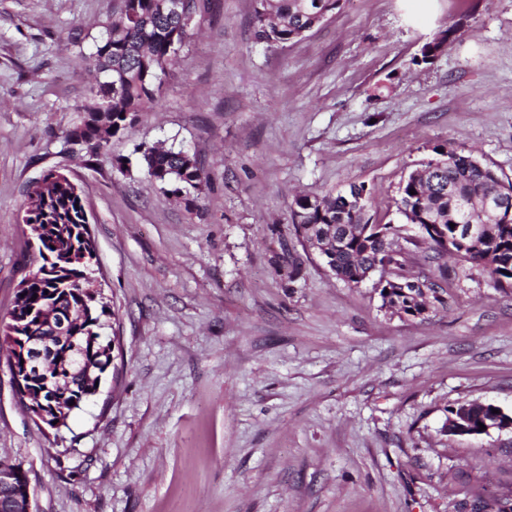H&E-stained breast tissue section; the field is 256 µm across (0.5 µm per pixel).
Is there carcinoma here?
I'll return each instance as SVG.
<instances>
[{
    "label": "carcinoma",
    "instance_id": "carcinoma-1",
    "mask_svg": "<svg viewBox=\"0 0 512 512\" xmlns=\"http://www.w3.org/2000/svg\"><path fill=\"white\" fill-rule=\"evenodd\" d=\"M341 0H258V38L270 45H285L320 25ZM180 20L160 10V0H122L120 10L106 27V36L94 41L92 57L99 80L90 88V103L83 109L81 123L69 135V142L80 145L93 157L110 138L130 131L139 115L151 111L158 102L166 64L174 57L172 39L185 40ZM142 162L149 178L192 210L207 185L195 156L183 150L162 146H141ZM440 163H427L422 172L412 174L400 188L399 210L409 223L419 211L450 226L460 220V201H472L469 221L496 224V215L484 208V200L512 194V181L501 178L489 165L455 147H442ZM45 187L32 181L25 193L24 210L28 223L38 225L51 256L49 270L39 267L29 273L17 288L10 321L38 325L36 310L47 303H58L71 313L69 331L94 336L98 345L111 340L103 336L110 308L99 295L86 292L91 287V267L95 246L85 219L82 192L68 182L63 172L44 173ZM416 194H410V191ZM366 195L363 185L321 198L302 196L296 200L294 216L302 238L319 250L326 265L340 279L357 285L367 272L388 264L403 266L393 248V235L370 234L362 240L351 238L348 249L330 253L336 237L357 224H366L365 206H357ZM462 261L483 266L490 281L502 290L512 288V228H498L487 248L467 253ZM448 269L437 266L422 281L429 284L433 305L447 304ZM403 304L426 310L428 299L419 290L396 294ZM84 355L72 359L73 397L77 403L91 397L94 382L81 372ZM27 475H16L12 484H0V512H14V498L22 495ZM458 512H512V492L489 494L480 489L459 504Z\"/></svg>",
    "mask_w": 512,
    "mask_h": 512
}]
</instances>
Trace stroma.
Segmentation results:
<instances>
[{"instance_id": "1", "label": "stroma", "mask_w": 512, "mask_h": 512, "mask_svg": "<svg viewBox=\"0 0 512 512\" xmlns=\"http://www.w3.org/2000/svg\"><path fill=\"white\" fill-rule=\"evenodd\" d=\"M120 4L0 0V323L35 257L23 191L57 168L83 190L119 336V377L58 430L0 354V456L35 512H456L511 490L512 432L446 424L471 401L512 414V290L452 261L447 308L393 315L303 246L293 210L356 183L371 223L404 225L400 188L440 145L512 179V0H341L282 46L258 39L257 0H212L155 111L80 157L67 139ZM158 142L207 176L193 210L141 165Z\"/></svg>"}]
</instances>
